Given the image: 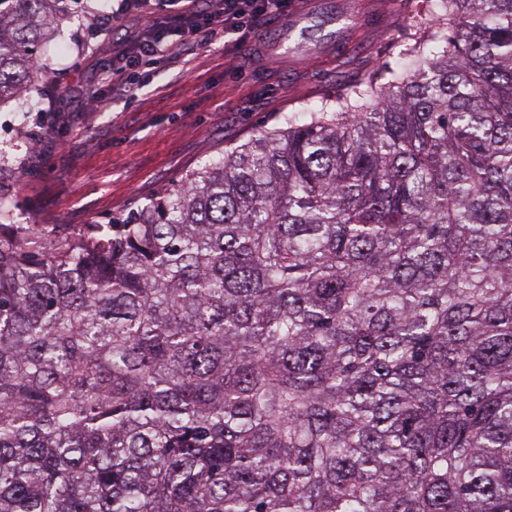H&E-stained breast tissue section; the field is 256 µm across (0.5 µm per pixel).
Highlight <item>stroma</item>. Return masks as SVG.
Masks as SVG:
<instances>
[{"label": "stroma", "mask_w": 512, "mask_h": 512, "mask_svg": "<svg viewBox=\"0 0 512 512\" xmlns=\"http://www.w3.org/2000/svg\"><path fill=\"white\" fill-rule=\"evenodd\" d=\"M343 42H314L295 69L255 59L251 42L198 50L187 63L112 86L99 45L120 38L96 15L120 0H78L64 17L27 105H0V200L42 247L87 225L124 218L209 159L280 125L283 113L335 99L377 66H392L426 0H345ZM103 99L89 109L91 96Z\"/></svg>", "instance_id": "1"}]
</instances>
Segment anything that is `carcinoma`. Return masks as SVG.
<instances>
[{
  "mask_svg": "<svg viewBox=\"0 0 512 512\" xmlns=\"http://www.w3.org/2000/svg\"><path fill=\"white\" fill-rule=\"evenodd\" d=\"M71 0H0V104ZM45 250L0 233V512H512V0Z\"/></svg>",
  "mask_w": 512,
  "mask_h": 512,
  "instance_id": "obj_1",
  "label": "carcinoma"
}]
</instances>
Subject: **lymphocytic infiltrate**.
Returning <instances> with one entry per match:
<instances>
[{"label": "lymphocytic infiltrate", "instance_id": "lymphocytic-infiltrate-1", "mask_svg": "<svg viewBox=\"0 0 512 512\" xmlns=\"http://www.w3.org/2000/svg\"><path fill=\"white\" fill-rule=\"evenodd\" d=\"M291 6L292 0H125L124 11L133 14L139 31L107 64L106 75L125 91L136 92L129 72L155 69L159 44L180 56L226 38L242 40L260 16L285 17Z\"/></svg>", "mask_w": 512, "mask_h": 512}]
</instances>
